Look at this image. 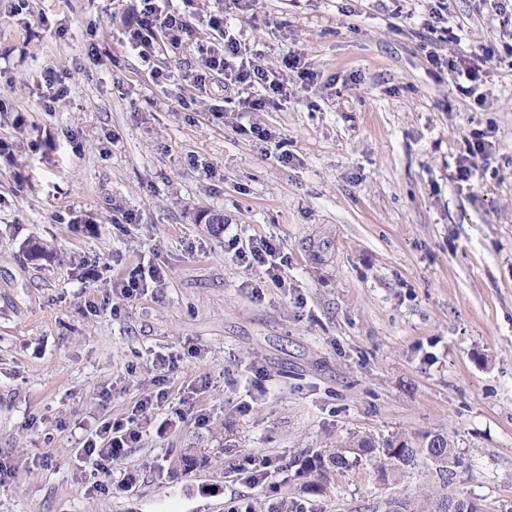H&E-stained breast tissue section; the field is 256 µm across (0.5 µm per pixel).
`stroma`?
<instances>
[{"instance_id":"1","label":"stroma","mask_w":512,"mask_h":512,"mask_svg":"<svg viewBox=\"0 0 512 512\" xmlns=\"http://www.w3.org/2000/svg\"><path fill=\"white\" fill-rule=\"evenodd\" d=\"M172 5L190 32L143 50L142 0L0 7V512H378L428 491L512 512V0ZM220 9L287 97L193 86ZM482 51L477 103L447 63ZM475 129L496 149L463 182ZM259 239L273 274L235 255ZM138 266L164 278L129 298ZM106 422L141 439L93 476L74 428ZM426 431L461 460L450 484L422 459L300 489L308 451ZM184 448L208 464L179 466Z\"/></svg>"}]
</instances>
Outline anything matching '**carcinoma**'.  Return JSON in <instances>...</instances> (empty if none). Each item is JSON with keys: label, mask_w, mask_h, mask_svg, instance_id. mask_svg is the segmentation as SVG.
<instances>
[{"label": "carcinoma", "mask_w": 512, "mask_h": 512, "mask_svg": "<svg viewBox=\"0 0 512 512\" xmlns=\"http://www.w3.org/2000/svg\"><path fill=\"white\" fill-rule=\"evenodd\" d=\"M453 456L454 450L448 438L440 433L426 432L415 442L402 434L381 443L361 437L344 448L306 454L298 461L296 476L303 479V493L319 495L324 491L326 476L332 470L347 469L369 460L380 480L397 481L422 457L435 465L437 473L445 481L454 475V469L448 465ZM207 460L206 454L195 448L183 449L178 457L179 464L186 469L204 466ZM385 512H448V497L438 499L428 495L421 500L393 498L385 503Z\"/></svg>", "instance_id": "carcinoma-1"}]
</instances>
